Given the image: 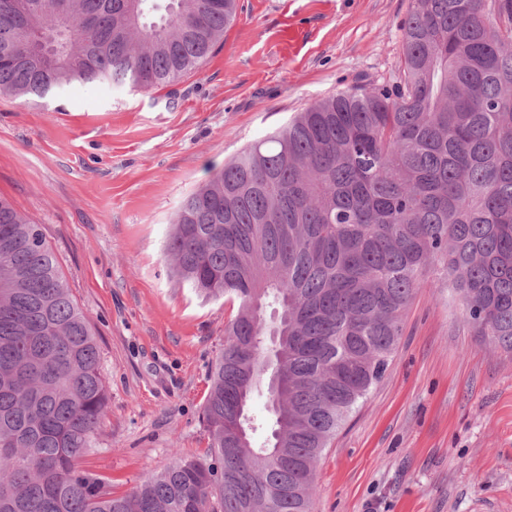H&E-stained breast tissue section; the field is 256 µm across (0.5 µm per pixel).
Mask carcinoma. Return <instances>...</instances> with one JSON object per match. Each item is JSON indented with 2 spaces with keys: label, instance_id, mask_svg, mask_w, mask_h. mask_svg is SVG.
Wrapping results in <instances>:
<instances>
[{
  "label": "carcinoma",
  "instance_id": "cac0c4a2",
  "mask_svg": "<svg viewBox=\"0 0 512 512\" xmlns=\"http://www.w3.org/2000/svg\"><path fill=\"white\" fill-rule=\"evenodd\" d=\"M0 0V94L107 81L151 91L195 71L236 0ZM392 84L322 99L189 194L166 253L237 304L202 419L114 496L77 468L107 415L99 350L38 225L0 197V512H310L317 462L383 377L434 263L464 322L512 355V0H410ZM275 315L266 316L267 308ZM266 384L271 431L250 413Z\"/></svg>",
  "mask_w": 512,
  "mask_h": 512
}]
</instances>
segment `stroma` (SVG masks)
Returning <instances> with one entry per match:
<instances>
[{
    "instance_id": "obj_1",
    "label": "stroma",
    "mask_w": 512,
    "mask_h": 512,
    "mask_svg": "<svg viewBox=\"0 0 512 512\" xmlns=\"http://www.w3.org/2000/svg\"><path fill=\"white\" fill-rule=\"evenodd\" d=\"M409 0H238L194 72L144 93L91 82L0 96V196L38 224L90 318L108 414L81 470L113 494L203 455L209 368L236 309L175 277L183 200L333 94L393 78ZM423 287L383 378L317 464L313 512H512V357Z\"/></svg>"
}]
</instances>
